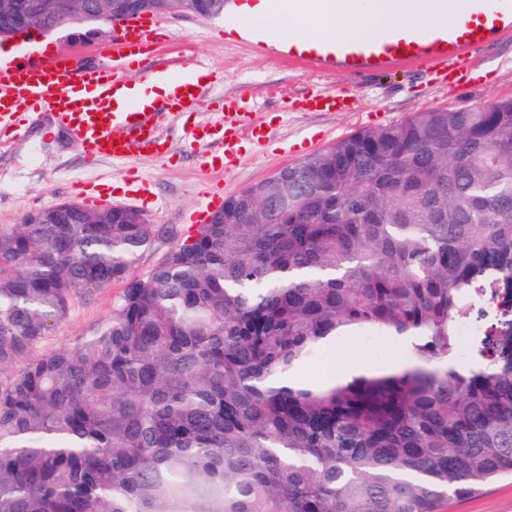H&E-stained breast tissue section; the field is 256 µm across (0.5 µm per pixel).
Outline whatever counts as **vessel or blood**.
Here are the masks:
<instances>
[{"mask_svg":"<svg viewBox=\"0 0 512 512\" xmlns=\"http://www.w3.org/2000/svg\"><path fill=\"white\" fill-rule=\"evenodd\" d=\"M427 4L432 13H451V20L427 27H392L365 40L314 38L285 44L269 26L246 30L243 38L267 56L284 53L289 61L313 69L361 73L407 67L424 59L450 63L496 37L512 34V0ZM161 44L157 21L132 18L121 24L112 42L100 45V64L79 71L71 58L37 51L23 40L14 42L8 61H0V133L15 127L18 113L45 109L74 135L88 163L122 161L142 151L165 156L156 116L204 109L214 75L200 65L188 73L179 61L157 63L146 79L167 85L168 93L151 97L125 73L135 67L137 54L158 51ZM241 119L238 112L220 113L202 135L196 125H184L186 139L202 137L222 146L220 154L202 157L203 169H213L223 158L241 152Z\"/></svg>","mask_w":512,"mask_h":512,"instance_id":"vessel-or-blood-1","label":"vessel or blood"}]
</instances>
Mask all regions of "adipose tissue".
<instances>
[{
  "mask_svg": "<svg viewBox=\"0 0 512 512\" xmlns=\"http://www.w3.org/2000/svg\"><path fill=\"white\" fill-rule=\"evenodd\" d=\"M418 10L391 8L383 0H371L369 7H362L360 0H341L329 14H289L281 0H261L255 12L239 14L238 29H245L260 22L274 24L281 40L326 36L332 39H364L375 35L387 26L413 23L420 18Z\"/></svg>",
  "mask_w": 512,
  "mask_h": 512,
  "instance_id": "adipose-tissue-1",
  "label": "adipose tissue"
}]
</instances>
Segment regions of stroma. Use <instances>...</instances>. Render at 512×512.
Listing matches in <instances>:
<instances>
[{
    "mask_svg": "<svg viewBox=\"0 0 512 512\" xmlns=\"http://www.w3.org/2000/svg\"><path fill=\"white\" fill-rule=\"evenodd\" d=\"M160 22L170 40L159 59L196 57L216 75L212 96L238 102L246 112L242 137L248 140L257 123L268 132V141L248 140L240 157L227 160L221 170L205 171L199 165L201 142L181 139L176 124L165 120L166 160L137 155L91 167L69 130L58 126L51 113L35 112L26 115L18 132L0 135V225L21 223L33 210L73 199L78 182L94 183L113 203L130 205L123 175L132 171L153 185L154 199L144 209L151 222L180 228L202 205L211 184H220L229 197L355 131L394 124L415 112L479 108L512 97V36L493 39L463 58L460 66L472 81L461 86L447 79V65L435 61L380 74L314 71L284 56L259 55L248 42L227 38L220 17L176 13ZM328 90L352 96V111L307 110L306 98ZM121 291L116 283L75 296L69 316L51 332L48 348L70 347L92 325L111 317ZM349 355L386 368L398 352L394 339L366 331L344 338L332 352L306 365L303 374L315 380L332 377ZM446 512H512V479L504 477L477 494L449 500Z\"/></svg>",
    "mask_w": 512,
    "mask_h": 512,
    "instance_id": "1",
    "label": "stroma"
}]
</instances>
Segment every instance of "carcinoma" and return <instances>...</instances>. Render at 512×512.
I'll list each match as a JSON object with an SVG mask.
<instances>
[{"instance_id":"1","label":"carcinoma","mask_w":512,"mask_h":512,"mask_svg":"<svg viewBox=\"0 0 512 512\" xmlns=\"http://www.w3.org/2000/svg\"><path fill=\"white\" fill-rule=\"evenodd\" d=\"M68 205L0 225V512H444L512 475V98L359 130L219 224ZM114 282L112 317L37 352ZM364 329L411 365L300 375Z\"/></svg>"}]
</instances>
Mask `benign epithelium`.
Returning <instances> with one entry per match:
<instances>
[{
	"label": "benign epithelium",
	"instance_id": "7a95c632",
	"mask_svg": "<svg viewBox=\"0 0 512 512\" xmlns=\"http://www.w3.org/2000/svg\"><path fill=\"white\" fill-rule=\"evenodd\" d=\"M134 11L114 9L110 0H97L89 7L86 0H55V6L47 7V0H0V42L20 39L36 33L40 36L60 31L51 22L55 16L69 20H92L104 27L118 25Z\"/></svg>",
	"mask_w": 512,
	"mask_h": 512
}]
</instances>
